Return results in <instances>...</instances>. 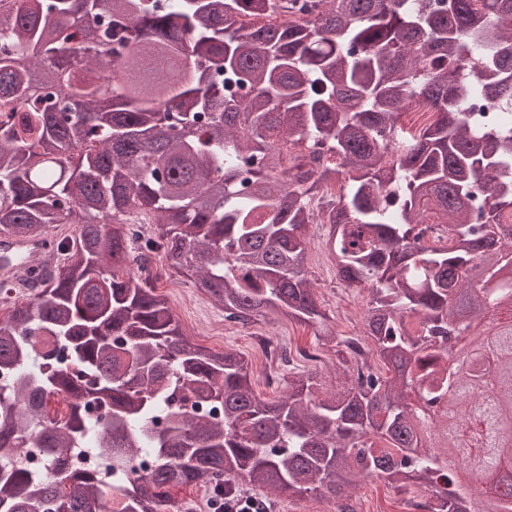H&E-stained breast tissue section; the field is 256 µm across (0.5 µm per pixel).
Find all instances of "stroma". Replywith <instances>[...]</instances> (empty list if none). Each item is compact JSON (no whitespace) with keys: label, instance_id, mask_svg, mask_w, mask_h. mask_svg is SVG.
Here are the masks:
<instances>
[{"label":"stroma","instance_id":"1","mask_svg":"<svg viewBox=\"0 0 512 512\" xmlns=\"http://www.w3.org/2000/svg\"><path fill=\"white\" fill-rule=\"evenodd\" d=\"M328 225L312 224L306 235L308 271L314 283L317 302L326 312L337 332L345 336H364V314L371 300L369 287H344L336 275V266L327 249ZM163 295H171L174 288L193 290V303L175 308L174 314L186 336L213 350H232L253 361L256 346L253 337L265 334L276 338L293 355L291 368L280 371L275 385L264 379L253 378L252 384L261 399L276 400L288 388L290 373L311 375L316 392L336 387V355L331 347L316 346L313 327L276 317H266L242 326L225 321L224 312L210 296L197 290L195 280L185 274L163 273L156 283ZM316 349L317 360L304 359L303 353ZM360 512H399L403 496L397 495L377 476L360 478L352 492Z\"/></svg>","mask_w":512,"mask_h":512}]
</instances>
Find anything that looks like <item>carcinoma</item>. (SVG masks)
Listing matches in <instances>:
<instances>
[{
	"label": "carcinoma",
	"instance_id": "carcinoma-1",
	"mask_svg": "<svg viewBox=\"0 0 512 512\" xmlns=\"http://www.w3.org/2000/svg\"><path fill=\"white\" fill-rule=\"evenodd\" d=\"M417 99L433 117L412 134L401 117ZM280 140L296 148L286 172ZM320 149L339 163L313 165ZM340 179L342 195L314 198ZM318 216L339 278L371 287L385 378L360 375L317 304L305 242ZM62 224L74 231L50 237ZM136 224L156 228L142 238ZM420 224L448 239L424 243ZM502 224L512 0H13L0 8V244L50 247L39 293L0 305V447L38 449L51 477L0 465V512H176L174 489L214 478L230 499L241 483L353 512L349 491L372 474L429 512H473L441 466L456 435L430 443L420 419L448 418L453 389L462 424L509 422L464 466L491 488L512 478V326L474 323L512 301ZM154 254L228 321L317 328L341 387L317 396L295 375L280 400L261 399L243 357L184 337L138 273ZM461 316L491 336L496 405L482 401L484 339L468 375L451 366ZM60 395L58 427L47 400ZM91 433L96 471L70 462Z\"/></svg>",
	"mask_w": 512,
	"mask_h": 512
}]
</instances>
